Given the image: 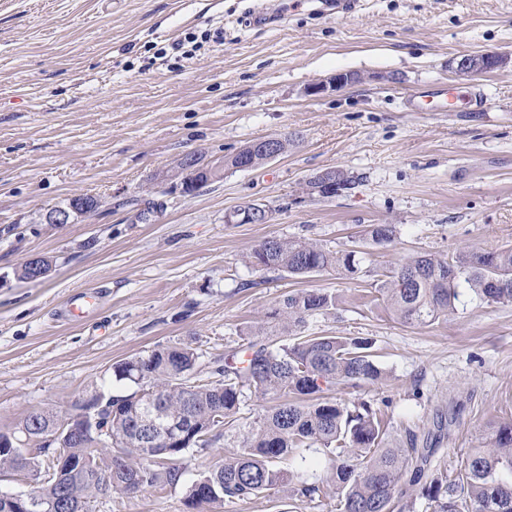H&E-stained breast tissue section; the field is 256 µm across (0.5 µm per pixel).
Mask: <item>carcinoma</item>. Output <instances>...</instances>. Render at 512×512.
<instances>
[{"mask_svg":"<svg viewBox=\"0 0 512 512\" xmlns=\"http://www.w3.org/2000/svg\"><path fill=\"white\" fill-rule=\"evenodd\" d=\"M372 242L393 240L391 224H369ZM269 249H264V246ZM249 256L255 266L305 276L336 270L348 276L363 272L364 258L353 249L332 250L312 239H274ZM378 293L405 324H426L454 313L458 288L465 284L487 303L512 302V248L461 250L451 257L419 253L391 267L370 268ZM336 307V297L317 290L288 291L280 296L261 325L247 334V358H224L201 384L194 372L195 349L175 346L154 350L112 368L123 390L108 394L93 388L85 408L97 412L110 433L63 442L65 473H52L48 446L40 444L21 459L0 453V474L36 470L45 481L33 489L59 504L84 505L110 493L132 477L141 488L158 482L186 488L187 502L234 504L263 493L334 497L338 512H393L395 502L424 498L431 512H512V421L487 434L472 448L455 477L431 464L420 448L391 447L377 412L368 402L352 407L323 397L339 386L357 387L383 380L375 360V341L361 336L304 334L306 319ZM280 327L285 342L264 340L267 325ZM273 395L278 404L224 458L191 481L174 463L189 448H211L235 421L244 389ZM151 399L168 421H195L193 432L170 446L147 426L139 425L142 404ZM72 411H33L17 433L35 437L42 424L68 419ZM318 446L335 458L330 482L293 484L289 462L295 450Z\"/></svg>","mask_w":512,"mask_h":512,"instance_id":"carcinoma-1","label":"carcinoma"}]
</instances>
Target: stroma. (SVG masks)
I'll use <instances>...</instances> for the list:
<instances>
[{"label":"stroma","mask_w":512,"mask_h":512,"mask_svg":"<svg viewBox=\"0 0 512 512\" xmlns=\"http://www.w3.org/2000/svg\"><path fill=\"white\" fill-rule=\"evenodd\" d=\"M0 0V432L35 409L67 410L85 391L116 392L117 363L173 345L195 348L209 380L246 329L285 292L319 290L335 311L308 335L373 338L384 378L336 401L378 410L389 444L419 443L459 469L489 429L512 421V303L462 292L448 318L397 321L365 275L297 277L252 266L270 238L356 247L370 268L420 252L512 247V64L456 72L462 55L512 54V0H361L353 13L310 0ZM353 73L338 89L336 74ZM326 92L308 95L314 83ZM478 88L488 104L409 112L410 93ZM288 137L287 152L228 170L193 196L157 195L182 155L221 161L247 142ZM336 168L351 189L319 198L306 180ZM98 197V212L47 224L50 207ZM164 207L140 220L142 204ZM269 224H228L249 202ZM396 228L392 243L366 239ZM51 262L18 279L29 257ZM101 291L77 317L63 307ZM93 512H336L330 498L264 493L188 505L157 486L97 499Z\"/></svg>","instance_id":"obj_1"}]
</instances>
